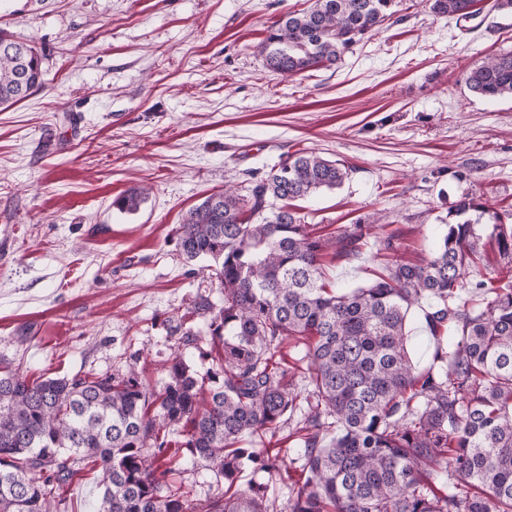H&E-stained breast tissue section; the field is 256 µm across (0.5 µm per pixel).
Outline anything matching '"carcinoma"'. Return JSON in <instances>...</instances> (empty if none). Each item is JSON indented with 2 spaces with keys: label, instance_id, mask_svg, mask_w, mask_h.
<instances>
[{
  "label": "carcinoma",
  "instance_id": "carcinoma-1",
  "mask_svg": "<svg viewBox=\"0 0 512 512\" xmlns=\"http://www.w3.org/2000/svg\"><path fill=\"white\" fill-rule=\"evenodd\" d=\"M474 0H431L432 13L466 20ZM399 0H314L274 21L261 53L275 72L296 75L334 64L397 13ZM43 85V56L24 62L0 51V105L24 100L16 82ZM473 95L512 98V53L470 68ZM350 169L313 152L287 155L245 194L228 188L190 209L177 247L204 260L221 302L198 295L210 315V366L182 353L152 383L135 365L121 374L80 372L31 379L0 370V512H59L64 488L93 472L96 512H270L267 485L239 489V472L281 471L271 448H242L300 408L295 376L282 355L306 349L307 415L301 476L288 512H512V217L465 194L439 218L441 243L419 263H400L393 233L378 240L383 270L367 286L333 293L325 260L361 254L379 220L364 215L330 238L309 231L285 202L342 186ZM144 194L117 196L133 213ZM492 226L502 268L477 273L484 236L470 215ZM475 289L482 305L461 292ZM433 299L424 320L436 366L418 370L406 345L410 308ZM182 451L224 477V494L190 497L160 479Z\"/></svg>",
  "mask_w": 512,
  "mask_h": 512
}]
</instances>
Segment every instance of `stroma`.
<instances>
[{
    "label": "stroma",
    "mask_w": 512,
    "mask_h": 512,
    "mask_svg": "<svg viewBox=\"0 0 512 512\" xmlns=\"http://www.w3.org/2000/svg\"><path fill=\"white\" fill-rule=\"evenodd\" d=\"M311 0H0V26L44 57V84L0 107V368L71 376L129 362L151 380L181 350L210 365L208 315L194 300L202 264L176 247L183 214L205 196L245 191L287 153L340 160L350 177L298 200L315 232L375 213L397 260L433 253L439 218L464 193L512 211V100L471 95L463 77L512 51V14L479 0L464 23L402 0L396 19L341 61L292 77L259 46L267 27ZM142 190L138 211L112 207ZM375 246L325 263L337 292L380 271ZM408 315L419 369L444 336ZM202 334L177 347L183 332ZM169 480L191 498L224 483L190 456Z\"/></svg>",
    "instance_id": "obj_1"
}]
</instances>
